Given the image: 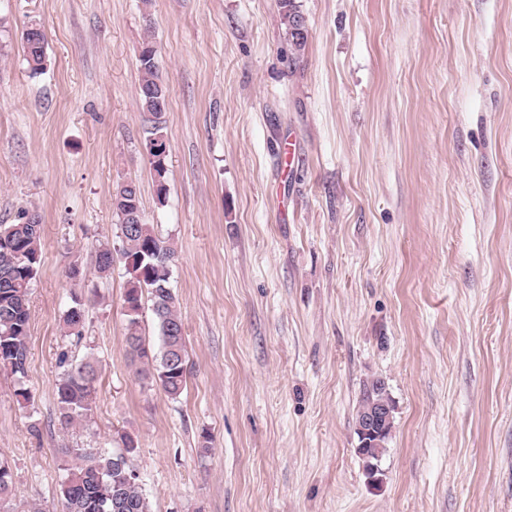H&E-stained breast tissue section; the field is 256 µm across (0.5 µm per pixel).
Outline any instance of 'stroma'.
<instances>
[{"instance_id":"1","label":"stroma","mask_w":512,"mask_h":512,"mask_svg":"<svg viewBox=\"0 0 512 512\" xmlns=\"http://www.w3.org/2000/svg\"><path fill=\"white\" fill-rule=\"evenodd\" d=\"M299 3L293 63L277 0H0V224L25 207L43 224L27 375L0 373L15 512H57L77 448L126 454L150 512H512V0ZM149 32L162 203L138 100ZM127 179L177 250L175 399L134 375L123 264H91L120 245ZM77 299L79 339L62 321ZM64 350L101 368L69 428ZM376 378L394 428L371 478L353 422ZM27 28L22 33L24 58L31 72L37 74L45 67L46 38L33 24Z\"/></svg>"}]
</instances>
